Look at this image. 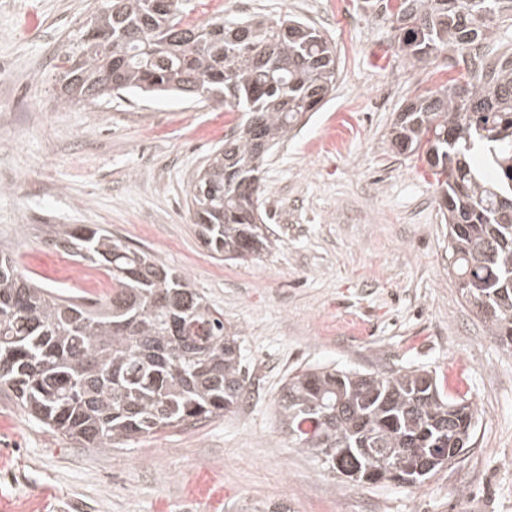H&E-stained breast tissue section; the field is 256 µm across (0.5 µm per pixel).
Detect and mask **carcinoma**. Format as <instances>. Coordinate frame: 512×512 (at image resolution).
Returning a JSON list of instances; mask_svg holds the SVG:
<instances>
[{
	"label": "carcinoma",
	"mask_w": 512,
	"mask_h": 512,
	"mask_svg": "<svg viewBox=\"0 0 512 512\" xmlns=\"http://www.w3.org/2000/svg\"><path fill=\"white\" fill-rule=\"evenodd\" d=\"M187 0H102L61 50V103L113 91L193 93L244 119L189 187L207 249L247 261L269 247L258 217L269 152L335 88L336 48L297 17L195 22ZM396 48L410 63L450 52L458 76L417 95L388 138L442 190L441 222L465 302L512 349V47L494 48L512 0H390ZM55 248L112 278L93 308L22 276L0 250V388L40 426L110 450L244 398L241 344L188 275L98 224ZM280 428L340 478L417 487L468 447L477 411L427 370L383 373L306 367L277 399Z\"/></svg>",
	"instance_id": "carcinoma-1"
}]
</instances>
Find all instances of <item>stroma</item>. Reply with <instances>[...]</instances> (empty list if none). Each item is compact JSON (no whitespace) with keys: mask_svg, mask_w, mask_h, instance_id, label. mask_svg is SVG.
<instances>
[{"mask_svg":"<svg viewBox=\"0 0 512 512\" xmlns=\"http://www.w3.org/2000/svg\"><path fill=\"white\" fill-rule=\"evenodd\" d=\"M97 0H0V246L43 286L90 302L91 269L53 248L100 224L186 272L239 336L234 411L122 448H86L0 391V512H512V350L448 274L441 190L387 134L446 82L447 55L410 64L374 0H224V19L292 16L336 46L339 75L264 166L276 240L250 262L214 258L190 221L192 178L241 115L187 96L59 100L60 49ZM308 366L432 371L477 407L472 443L420 487L354 485L295 448L276 400Z\"/></svg>","mask_w":512,"mask_h":512,"instance_id":"1","label":"stroma"}]
</instances>
